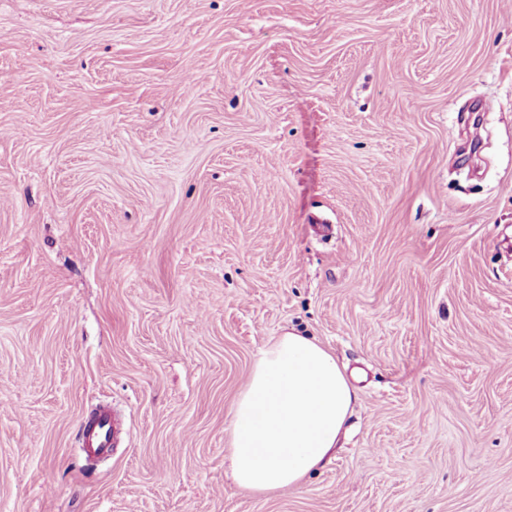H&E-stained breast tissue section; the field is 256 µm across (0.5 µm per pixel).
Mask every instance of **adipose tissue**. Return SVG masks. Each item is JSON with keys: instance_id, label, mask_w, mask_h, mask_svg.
Instances as JSON below:
<instances>
[{"instance_id": "1", "label": "adipose tissue", "mask_w": 512, "mask_h": 512, "mask_svg": "<svg viewBox=\"0 0 512 512\" xmlns=\"http://www.w3.org/2000/svg\"><path fill=\"white\" fill-rule=\"evenodd\" d=\"M354 393L335 357L288 332L261 349L233 407V479L254 495L296 488L330 459Z\"/></svg>"}]
</instances>
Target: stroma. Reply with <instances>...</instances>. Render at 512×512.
<instances>
[{
  "mask_svg": "<svg viewBox=\"0 0 512 512\" xmlns=\"http://www.w3.org/2000/svg\"><path fill=\"white\" fill-rule=\"evenodd\" d=\"M288 330L348 433L253 495ZM0 512H512V0H0ZM354 392L336 358L296 332L261 349L233 407V479L254 495L288 491L330 459ZM122 432L115 414L100 409L88 419L81 430V446L87 455L105 457L110 454L113 440Z\"/></svg>",
  "mask_w": 512,
  "mask_h": 512,
  "instance_id": "1",
  "label": "stroma"
}]
</instances>
